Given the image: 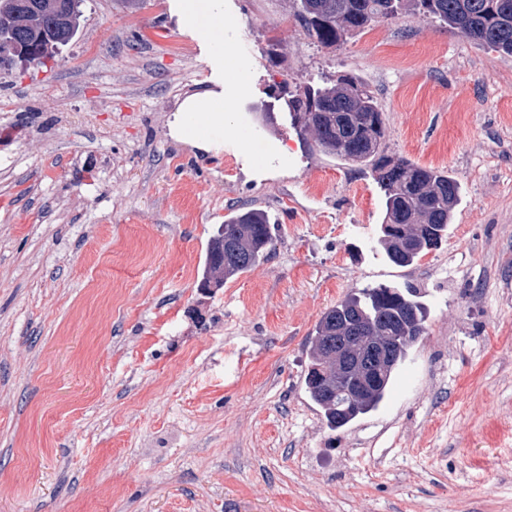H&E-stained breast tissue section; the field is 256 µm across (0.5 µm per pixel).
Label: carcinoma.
<instances>
[{
	"label": "carcinoma",
	"mask_w": 512,
	"mask_h": 512,
	"mask_svg": "<svg viewBox=\"0 0 512 512\" xmlns=\"http://www.w3.org/2000/svg\"><path fill=\"white\" fill-rule=\"evenodd\" d=\"M82 0L63 22L47 14L44 28L55 29V45L76 35ZM294 18L321 46L363 32L376 22L392 21L407 10L418 11L459 29L501 55L512 56V0H293ZM286 106L299 133L311 136L323 154L369 165L383 193L379 241L392 263L407 267L438 248L448 235L460 202V184L444 170L420 166L385 153L386 127L382 108L370 86L344 72L323 86L296 91L284 88ZM276 235L270 215L257 208L238 210L211 237L199 287L220 288L270 257ZM427 313L415 289L378 285L362 288L327 311L310 338L305 389L333 429L346 427L375 411L387 396L394 372L425 333ZM345 337L349 370L341 379L322 375L321 350L328 340ZM364 336H382L397 345L379 368L375 386L348 404L338 393L355 391L363 375L357 358L365 351Z\"/></svg>",
	"instance_id": "carcinoma-1"
}]
</instances>
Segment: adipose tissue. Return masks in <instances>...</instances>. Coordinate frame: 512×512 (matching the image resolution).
<instances>
[{
    "mask_svg": "<svg viewBox=\"0 0 512 512\" xmlns=\"http://www.w3.org/2000/svg\"><path fill=\"white\" fill-rule=\"evenodd\" d=\"M177 14L209 48L216 65L229 54L230 35L224 26V0H177ZM211 90L188 95L172 116L170 134L194 149H215L217 134L232 121L236 102L244 92L239 78L214 77Z\"/></svg>",
    "mask_w": 512,
    "mask_h": 512,
    "instance_id": "obj_1",
    "label": "adipose tissue"
}]
</instances>
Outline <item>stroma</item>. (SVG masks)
Wrapping results in <instances>:
<instances>
[{
	"label": "stroma",
	"mask_w": 512,
	"mask_h": 512,
	"mask_svg": "<svg viewBox=\"0 0 512 512\" xmlns=\"http://www.w3.org/2000/svg\"><path fill=\"white\" fill-rule=\"evenodd\" d=\"M82 11L54 58L0 74V512H512V57L410 12L322 47L292 0H224L249 91L200 155L169 133L212 73L174 0ZM343 72L375 90L389 156L461 185L413 266L378 241L371 169L291 124L281 82ZM249 207L275 252L201 291ZM378 284L416 288L426 332L403 387L333 430L309 339Z\"/></svg>",
	"instance_id": "stroma-1"
}]
</instances>
